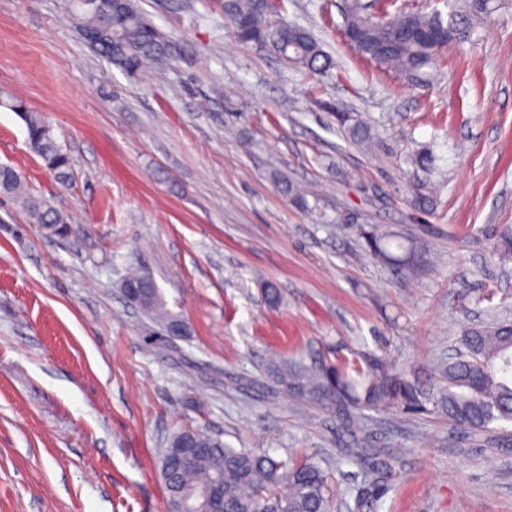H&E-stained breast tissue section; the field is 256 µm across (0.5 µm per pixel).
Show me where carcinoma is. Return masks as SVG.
I'll list each match as a JSON object with an SVG mask.
<instances>
[{"mask_svg": "<svg viewBox=\"0 0 512 512\" xmlns=\"http://www.w3.org/2000/svg\"><path fill=\"white\" fill-rule=\"evenodd\" d=\"M444 9L426 12L380 0L383 16L370 15L361 0H345L343 30L352 49L384 72L408 84L428 81L440 52L468 41L492 14L512 9V0H442ZM284 4L267 0H224V14L242 43L265 45L289 64L312 74L333 67L331 58L306 29L279 20ZM68 18L81 39L109 65L134 75L148 65L170 64L181 53L178 41L155 27L135 0H68ZM0 105L24 121L29 149L60 184L71 178L69 154L57 143L45 117L15 98ZM348 140L372 144L371 131L350 113L333 112ZM0 193L21 199L30 220L47 233L65 237L66 216L50 197L30 194L9 165L0 167ZM370 254L410 271L418 265L417 247L397 235L380 230L363 232ZM495 254L512 256V227L498 235ZM397 252H392L391 247ZM126 284L138 288L137 305L153 321L167 328L176 318L164 307L155 283L133 271ZM461 348L438 366L440 386L425 387L396 363L355 355L309 370L284 362L279 382L288 391L326 402L337 410L360 412L392 410L417 414L431 410L470 431H487L494 424H512V321L467 327ZM199 451L185 462L179 449L164 448L169 479L164 489L170 504L181 494L200 488H221L223 512H330L328 477L312 458L291 456L276 460L263 453L227 447L203 429H185Z\"/></svg>", "mask_w": 512, "mask_h": 512, "instance_id": "cac0c4a2", "label": "carcinoma"}]
</instances>
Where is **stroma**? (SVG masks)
<instances>
[{"instance_id": "stroma-1", "label": "stroma", "mask_w": 512, "mask_h": 512, "mask_svg": "<svg viewBox=\"0 0 512 512\" xmlns=\"http://www.w3.org/2000/svg\"><path fill=\"white\" fill-rule=\"evenodd\" d=\"M137 4L182 55L130 78L90 51L64 0H0V97L42 113L72 163L59 185L0 108V164L71 225L47 235L0 196V512H169L161 454L187 428L314 456L331 512L360 493L377 512H512V424L336 411L276 373L363 352L429 385L463 327L492 306L512 318V260L494 253L512 225V11L411 86L347 46L343 0L282 13L333 58L325 76L240 43L219 0ZM327 102L371 129L373 150L346 141ZM423 152L436 170L420 211ZM373 227L418 242L416 274L368 254ZM133 267L187 335L127 301ZM352 445L361 464L344 460Z\"/></svg>"}]
</instances>
